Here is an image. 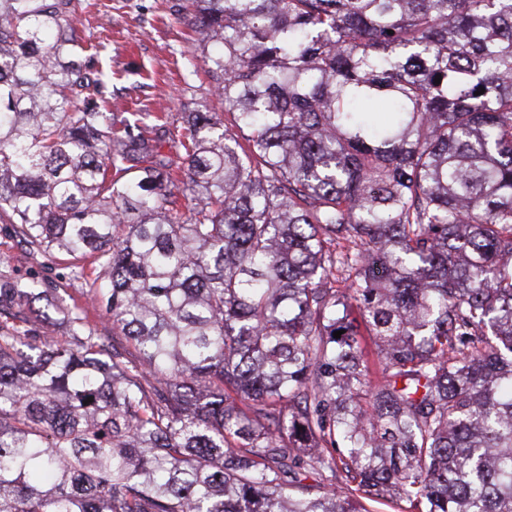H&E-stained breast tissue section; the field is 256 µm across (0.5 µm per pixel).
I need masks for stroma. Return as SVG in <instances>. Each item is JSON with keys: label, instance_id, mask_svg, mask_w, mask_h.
I'll return each instance as SVG.
<instances>
[{"label": "stroma", "instance_id": "obj_1", "mask_svg": "<svg viewBox=\"0 0 512 512\" xmlns=\"http://www.w3.org/2000/svg\"><path fill=\"white\" fill-rule=\"evenodd\" d=\"M182 0H88L76 25L85 44L100 47L93 58L111 81L112 110L136 120L144 113L173 118L190 110L219 113L224 124L232 116L212 88L206 65L195 49V34L177 13ZM33 286L28 306L35 335L52 342L66 338L68 306L81 299L84 284L40 255H30L22 237L0 219V280Z\"/></svg>", "mask_w": 512, "mask_h": 512}]
</instances>
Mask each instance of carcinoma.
Returning a JSON list of instances; mask_svg holds the SVG:
<instances>
[{
	"mask_svg": "<svg viewBox=\"0 0 512 512\" xmlns=\"http://www.w3.org/2000/svg\"><path fill=\"white\" fill-rule=\"evenodd\" d=\"M83 8L0 0V211L127 346L0 325V512H512V0H186L177 162Z\"/></svg>",
	"mask_w": 512,
	"mask_h": 512,
	"instance_id": "cac0c4a2",
	"label": "carcinoma"
}]
</instances>
